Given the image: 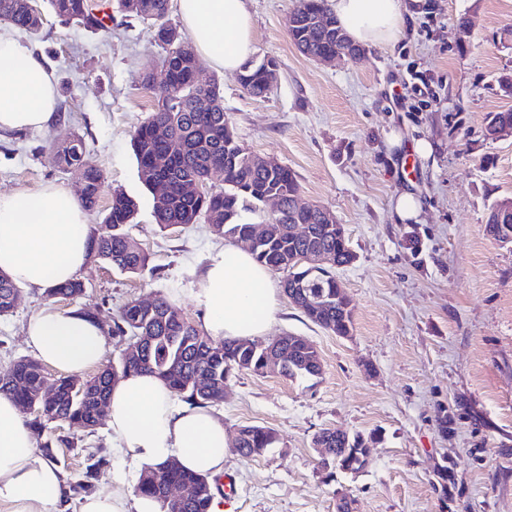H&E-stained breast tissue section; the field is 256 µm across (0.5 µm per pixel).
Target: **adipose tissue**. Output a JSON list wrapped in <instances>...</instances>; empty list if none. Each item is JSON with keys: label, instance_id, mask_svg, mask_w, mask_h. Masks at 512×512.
Returning a JSON list of instances; mask_svg holds the SVG:
<instances>
[{"label": "adipose tissue", "instance_id": "obj_1", "mask_svg": "<svg viewBox=\"0 0 512 512\" xmlns=\"http://www.w3.org/2000/svg\"><path fill=\"white\" fill-rule=\"evenodd\" d=\"M197 53L232 72L253 45L246 0H176ZM339 26L359 45L395 43L406 22L401 0H330ZM57 119V78L43 57L0 34V131L42 129ZM90 227L77 196L46 184L0 193V270L23 288L46 290L76 279L89 259ZM196 302L208 336L216 340L264 335L278 308L268 269L241 248L212 255L200 276ZM26 341L44 363L79 373L99 360L106 337L75 310L46 305L29 320ZM108 428L116 452L140 468L169 460L212 477L224 469L230 442L209 408L177 400L150 373L112 387ZM62 475L39 450L18 405L0 396V507L7 512H60ZM79 512H158L132 493L123 473L111 491L82 499Z\"/></svg>", "mask_w": 512, "mask_h": 512}]
</instances>
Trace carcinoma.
I'll return each mask as SVG.
<instances>
[{
  "instance_id": "obj_1",
  "label": "carcinoma",
  "mask_w": 512,
  "mask_h": 512,
  "mask_svg": "<svg viewBox=\"0 0 512 512\" xmlns=\"http://www.w3.org/2000/svg\"><path fill=\"white\" fill-rule=\"evenodd\" d=\"M170 0H119L122 11L154 28L155 38L165 50L162 66L167 68L166 94L154 111L134 131L132 147L141 182L153 189L164 181L167 193L153 197L152 213L156 226L167 231L175 225L211 224L214 234L235 242L248 235L253 223L244 213H254L271 196L280 197L283 209L269 220L274 231L251 248L254 259L271 271L284 274L283 291L288 279L302 273L293 269L289 259L296 253L320 250L329 264L303 281L305 292L328 297L329 307L305 309L312 323L327 329L343 317L340 305H350L348 296L339 293L336 268L354 261L347 235L336 232V225L326 223L319 210L297 212L294 202L300 185L295 172L276 163L264 166L257 155L238 140L224 112L223 94L218 82L205 86L197 83L199 62L194 48L183 37L171 40L176 29L169 18ZM52 11L62 21L94 32L106 29L104 19L90 6V0H49ZM294 11L320 19L330 32L316 27H288L297 49L314 59L326 54L351 52V41L339 40L333 33L341 30L327 0H296ZM0 22L29 33L43 24L41 12L30 9L27 0H0ZM240 84L252 97L267 94L268 71L265 63L243 65ZM180 150L169 159V165L153 172L155 158L167 152L171 143ZM58 167L78 165L83 170L84 195L80 202L88 212L102 215L101 226L91 235L90 258L105 263L129 276L143 275L149 266L148 254L126 231L137 214V200L121 189L112 191L107 205H99L104 183L102 170L86 155L83 139L71 132L51 154ZM205 182L209 190L189 196L184 185L193 180ZM307 225L308 234L294 232L295 225ZM19 288L13 279L0 271V319L13 313ZM85 292L84 283L75 279L46 291L50 299L75 300ZM112 337L118 342L137 343V352L120 353L116 362L106 365L90 377L78 374L57 378L53 398L41 394L44 366L36 359H22L14 366V382L0 384V395L13 399L20 407H30L28 424L38 433L50 424H66L92 433L106 416V399L112 384L131 373L148 371L156 374L185 401L203 407L224 402V386L234 371L265 373L271 340L238 339L217 341L201 333L181 314L174 302L163 295L151 307L126 302L113 318ZM287 360L299 364L297 373L282 372L290 380L313 377L321 371V358L316 346L302 336L289 335L284 346ZM208 377L211 390H201L195 379ZM277 441L276 432L265 426L241 427L237 445L239 454L256 458L265 454ZM61 443L75 448V437L59 436L40 444L49 458ZM85 478L93 479L109 465V459L98 453L86 458ZM211 481L190 470L160 465L144 471L136 492L155 501L159 512H212L214 495L205 490Z\"/></svg>"
}]
</instances>
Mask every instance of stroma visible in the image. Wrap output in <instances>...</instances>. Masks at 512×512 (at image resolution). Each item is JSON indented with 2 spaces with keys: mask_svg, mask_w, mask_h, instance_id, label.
<instances>
[{
  "mask_svg": "<svg viewBox=\"0 0 512 512\" xmlns=\"http://www.w3.org/2000/svg\"><path fill=\"white\" fill-rule=\"evenodd\" d=\"M94 3L112 13L111 30L90 32L49 11L35 35L0 23L54 68L60 105L48 128L0 133V192L47 183L78 190L81 169L53 167L48 154L62 132L81 136L104 172L103 197L120 188L138 201L128 231L151 271L131 277L88 262L84 295L59 308L94 311L108 330L127 301L164 295L197 326L199 267L226 242L203 222L156 226L131 138L165 93L162 80L138 83L161 71L164 51L148 25L116 12L115 0ZM403 4L412 18L396 43L324 63L289 37L296 0H247L252 55L276 62L262 98L243 90L238 73L200 64L203 79H218L238 139L292 169L301 200L332 211L356 255L336 272L351 300V336L313 324L284 296L266 333L311 340L322 375L239 371L214 406L228 436L244 425L278 434L263 456L230 452L214 484L223 512H336L342 495L353 512H512V245L484 230L491 203L512 197V137L485 136L488 113L512 107L499 86L512 73V0ZM463 16L464 38L456 29ZM419 139L432 144L430 157L412 154ZM487 156L492 166L482 165ZM406 190L420 214L393 223L391 205ZM46 302L44 292L21 289L13 315L0 320V373L32 357L26 325ZM327 428L372 438L365 470L323 464L313 440ZM97 450L110 464L90 481L93 491L109 492L120 467L130 485L139 481L99 425L78 447L54 451L67 512H76L86 456Z\"/></svg>",
  "mask_w": 512,
  "mask_h": 512,
  "instance_id": "1",
  "label": "stroma"
}]
</instances>
